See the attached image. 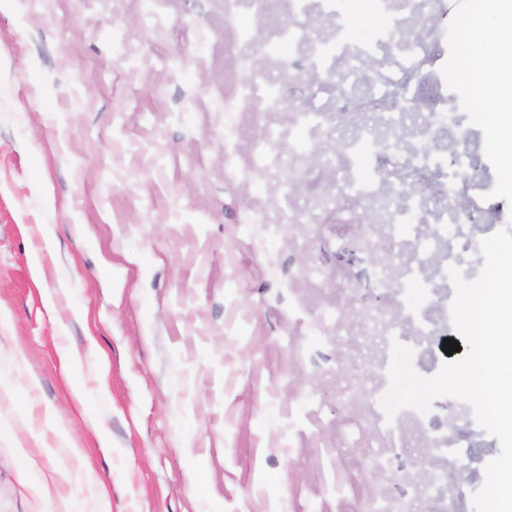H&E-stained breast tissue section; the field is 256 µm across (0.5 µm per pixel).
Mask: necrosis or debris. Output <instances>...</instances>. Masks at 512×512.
Wrapping results in <instances>:
<instances>
[{
    "instance_id": "necrosis-or-debris-1",
    "label": "necrosis or debris",
    "mask_w": 512,
    "mask_h": 512,
    "mask_svg": "<svg viewBox=\"0 0 512 512\" xmlns=\"http://www.w3.org/2000/svg\"><path fill=\"white\" fill-rule=\"evenodd\" d=\"M367 13L381 14L390 21L366 42L350 38L355 17L349 10V0H224V53L237 59L238 64L224 69V96L239 102L240 126L250 128L254 135L245 154L228 152L224 155V176L236 178L239 172L250 171L273 176L278 182L279 202L272 228L281 224L296 226L313 221V211L331 215L340 213L345 223L359 224L371 220L387 225L393 242L408 247L410 257L399 266L379 258L371 241H358L365 261V274L353 297L367 305L363 334L380 332L381 348L369 365L370 386L360 409L371 420L373 431L385 446L400 443L404 426L414 423L435 429L442 418L426 417L419 409L403 407L394 416H387L382 401L388 392L389 367L393 344H401L415 356L417 365H425L431 353L428 339L454 329L450 310L437 315L429 312L413 314V305L398 298L391 305L368 304L367 297L385 284L398 288L424 287L426 268L430 260H438L442 268H458L463 277L473 280L481 268L472 264L469 256L473 245L484 236V229L471 222V215L494 213L505 216L512 212L505 200L489 198L490 187L485 178H469L474 153L471 149L449 143L456 163L448 165L444 156L431 155L432 145L442 129L457 122L458 113L448 111L446 104L418 108L409 115L407 107L394 103L401 90L409 94L419 91L413 78L427 65L429 40L445 42L447 26L442 17L446 0H362ZM249 15L255 28H244L240 16ZM324 20L329 32L322 39H312L306 19ZM287 60V71L270 75L267 63ZM375 61V69L362 67V60ZM330 73L342 70L345 89L331 102H323L318 85L308 88V100L294 111L288 110L283 86L303 70ZM366 84L364 101H357L354 92ZM366 112L352 139L336 137L337 128L345 123L355 108ZM287 111L288 123L270 126L263 117L271 112ZM382 116L389 127L386 141L397 152L376 154L374 164L384 171L385 184H360L354 157L359 144L376 141L373 116ZM343 166L349 175L352 190L365 205L362 210L346 206L343 197L319 192L311 208L298 207L294 201L301 185L318 181L320 171ZM448 187L447 200L432 206L426 196L416 193L396 195L391 187L415 173ZM451 409L457 429L448 436V444L439 451L444 464L418 472L409 487L392 488L377 478H367L368 493L361 499L356 512H404L407 499L437 497L455 502L459 485L447 470L463 449L464 428L473 418L471 407L462 401Z\"/></svg>"
}]
</instances>
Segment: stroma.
Wrapping results in <instances>:
<instances>
[{"label":"stroma","mask_w":512,"mask_h":512,"mask_svg":"<svg viewBox=\"0 0 512 512\" xmlns=\"http://www.w3.org/2000/svg\"><path fill=\"white\" fill-rule=\"evenodd\" d=\"M223 74V0H0V512H93L99 482L112 512H353L382 449L339 434L367 383L334 366L379 339L316 319L358 285L338 239L389 231L272 234L270 183L224 178ZM302 316L326 368L288 360Z\"/></svg>","instance_id":"stroma-1"}]
</instances>
